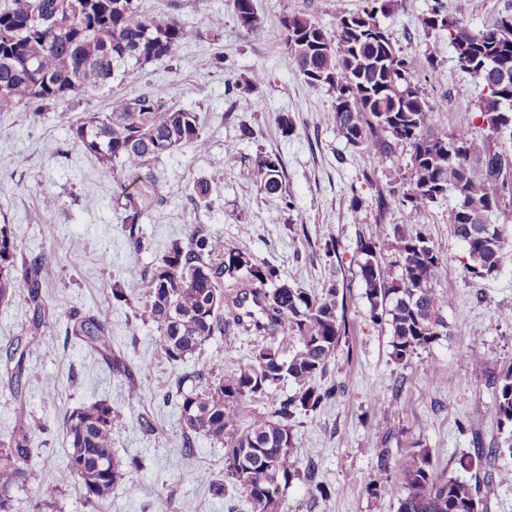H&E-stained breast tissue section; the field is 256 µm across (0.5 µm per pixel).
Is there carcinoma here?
Segmentation results:
<instances>
[{
    "instance_id": "carcinoma-1",
    "label": "carcinoma",
    "mask_w": 512,
    "mask_h": 512,
    "mask_svg": "<svg viewBox=\"0 0 512 512\" xmlns=\"http://www.w3.org/2000/svg\"><path fill=\"white\" fill-rule=\"evenodd\" d=\"M389 0H368L359 12L336 10V31L329 33L312 19L284 14L278 19L289 59L312 88H326L334 101L328 115L336 132L353 147L380 156L408 149V172L388 186L378 206L394 202L412 224L421 208L448 206V226L463 243L468 273L477 278L498 275L505 250L512 242L504 225L491 224L489 215L512 210V168L505 152L492 140H512V14L499 16L483 29H471L461 17H450L435 3L420 18L428 31L448 32L462 71L480 80L479 99L459 92L466 105L476 107L489 134L478 144L467 128L438 131L434 107L416 77L413 60L389 35L374 33L376 15ZM238 24H259L253 0H233ZM191 36L176 19L145 13L140 0H5L0 6V111L21 104L37 115L47 106L74 101L135 69L167 59ZM73 138L100 163L108 166L112 182L127 189L150 177L149 161L184 147L205 145L198 113L174 109L161 96L145 91L112 99L109 112L89 118L67 117ZM260 188L268 195L283 193L279 159L259 153L254 160ZM123 223L139 222L141 209L125 195ZM359 277L369 302L368 318L385 325L392 356L402 362L443 336L451 335L443 306L433 288L444 260L426 232L396 227L358 241ZM43 263L36 257L17 263V247L7 225L0 226V302L28 288L32 321L27 336L7 341L0 368V386L8 390L17 421L12 446L0 448V512H10L13 489L25 484L31 461V427L26 423L21 378L29 371L26 357L47 326L46 304L39 294ZM245 275L247 286L235 297L236 312L224 318V283ZM147 313L159 330L157 345L165 358L178 362L229 325L244 326L265 343L236 369L222 376L207 368L193 375L194 386L181 398L185 447L181 464L195 465L192 436L204 435L224 444V477L240 485L252 512H279L288 485L300 476L297 438L288 421L295 410H316L334 398L341 386L320 387L318 380L341 344L349 341L345 297L336 280L319 293L281 280L275 266L246 254L224 251L223 241L203 229L195 230L188 245L173 242L151 275L144 277ZM66 335L112 362L108 323L91 314L68 316ZM293 336L299 346L285 355L275 345L278 336ZM285 381L295 391L270 413L256 415L239 430L243 401L262 397ZM206 394L209 411L194 421L187 417L195 397ZM495 415L508 441L494 448L477 447L458 458V468L471 472L483 458L512 456V365L500 376L495 392ZM69 437L67 469L80 485L86 503L94 508L107 499L112 486L142 467L132 458L123 464L112 455V434L123 426L119 414L105 401L83 404L65 414ZM252 463L241 475L237 455ZM377 467L400 491L398 512H488L479 486L457 475L439 473L426 448L394 458L383 448ZM310 494L326 497L330 487L316 480L315 467L306 471Z\"/></svg>"
}]
</instances>
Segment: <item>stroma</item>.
I'll return each mask as SVG.
<instances>
[{"label":"stroma","mask_w":512,"mask_h":512,"mask_svg":"<svg viewBox=\"0 0 512 512\" xmlns=\"http://www.w3.org/2000/svg\"><path fill=\"white\" fill-rule=\"evenodd\" d=\"M433 1L389 0L377 20L417 70H425L427 56H435L436 77L422 85L435 108V127L444 132L466 127L483 140L482 118L457 95L465 86L480 96L481 85L459 68L447 35L420 23ZM438 1L476 30L512 12V0ZM363 3L254 0L261 24L246 29L237 23L232 0H141L148 14L171 16L192 30L170 58L136 69L75 105H51L37 116L23 105L0 111V225H8L18 256L41 257L40 293L52 307L47 328L31 347L30 372L23 381L32 475L14 490L12 512H155L161 499L169 512H251L243 489L224 477L222 443L196 436L195 467L181 468L176 450L184 445V428L171 385L204 363L216 374L231 372L251 355L256 337L240 329L216 335L173 363L156 345V324L142 314V276L154 271L172 242H188L198 227L220 237L225 250L270 262L282 280L311 292H320L328 271H335L346 293L352 349L338 351L324 377L343 391L292 420L299 467L315 464L333 491L314 499L305 484L293 482L279 512H397L399 493L376 467L379 449L400 457L419 445L429 448L438 470L450 473L474 440L487 448L503 440L494 393L502 369L512 364V250L499 275L471 277L465 249L448 229L447 204L427 205L417 222L445 261L434 289L451 335L398 362L388 332L367 317L357 244L380 229L404 224L398 207L378 209L377 197L408 154L401 149L382 158L347 145L328 122L332 94L304 82L277 28L279 16L299 14L332 32L337 9L354 12ZM216 17L223 19L224 32L214 41L207 31ZM257 74L262 80L252 91L227 94V82ZM147 87L159 91L169 106L197 112L206 146L185 147L151 162V179L131 187L145 206L128 230L122 225L120 189L108 168L75 143L66 118L106 112L113 95L131 96ZM284 113L293 122L287 136L277 125ZM245 126L252 137L242 136ZM260 152L281 160L285 197L260 193L253 168ZM201 179L209 183L210 195L192 200ZM47 195L61 202L50 214L41 209ZM355 197L361 202L357 212L351 208ZM48 224L54 225V235L45 234ZM132 235L141 238L140 250L129 245ZM117 282L128 302L113 301ZM73 309L109 322L112 350L127 371L110 368L82 341L65 336L66 313ZM474 354L482 358L481 366L471 362ZM45 376L53 379L52 390L43 388ZM132 388L139 393L135 403L128 400ZM96 400L107 401L125 421L112 435L116 459L136 457L143 466L115 484L93 511L66 469L64 416ZM373 418L384 420L387 431L371 428ZM374 481L382 488L378 499L366 491ZM218 482L224 490L217 495L212 486ZM41 484L57 487L52 506L36 507L35 489Z\"/></svg>","instance_id":"35a3bbf8"}]
</instances>
